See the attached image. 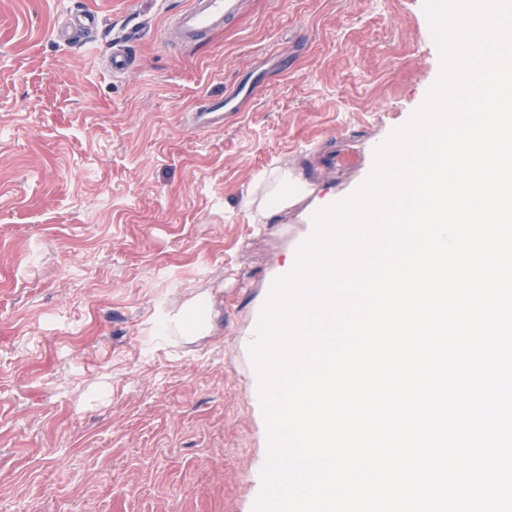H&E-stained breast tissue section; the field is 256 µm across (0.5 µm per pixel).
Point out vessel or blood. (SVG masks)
<instances>
[{
    "label": "vessel or blood",
    "mask_w": 512,
    "mask_h": 512,
    "mask_svg": "<svg viewBox=\"0 0 512 512\" xmlns=\"http://www.w3.org/2000/svg\"><path fill=\"white\" fill-rule=\"evenodd\" d=\"M245 3L246 0H190L188 7L174 14L168 33L184 45L201 42L212 32L223 29L242 11ZM106 66L115 74L129 73L132 60L122 42L113 43ZM262 84V75L256 74L235 85L229 93L205 97L190 113V125L199 131L223 127L225 119L237 113L240 102L254 97Z\"/></svg>",
    "instance_id": "obj_1"
}]
</instances>
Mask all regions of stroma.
<instances>
[{"mask_svg":"<svg viewBox=\"0 0 512 512\" xmlns=\"http://www.w3.org/2000/svg\"><path fill=\"white\" fill-rule=\"evenodd\" d=\"M184 2L0 0V512H254L268 449L241 339L441 73L425 0H248L188 48L167 37ZM82 9L93 40L59 42ZM119 32L124 76L103 59ZM257 69L240 116L187 125ZM278 169L318 189L257 223L244 201ZM200 294L211 333L162 331Z\"/></svg>","mask_w":512,"mask_h":512,"instance_id":"35a3bbf8","label":"stroma"}]
</instances>
